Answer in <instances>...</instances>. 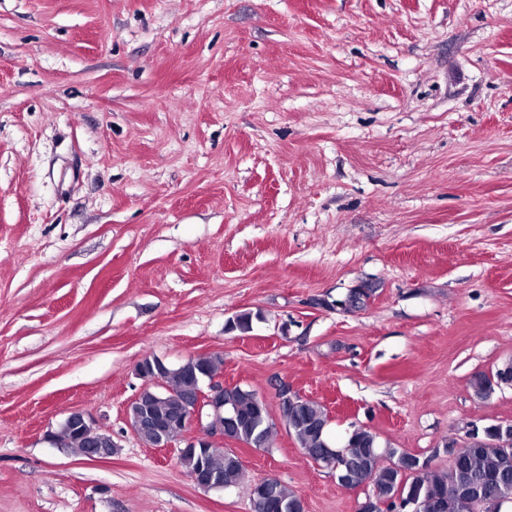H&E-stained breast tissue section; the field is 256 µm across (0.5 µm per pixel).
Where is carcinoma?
<instances>
[{"label": "carcinoma", "mask_w": 512, "mask_h": 512, "mask_svg": "<svg viewBox=\"0 0 512 512\" xmlns=\"http://www.w3.org/2000/svg\"><path fill=\"white\" fill-rule=\"evenodd\" d=\"M221 363L219 356L212 355L190 358L174 368L162 365V380L170 388L168 401H156L150 392L144 394L149 413L166 414L170 401L200 387L203 374H216ZM224 404L238 413L228 430L235 442L253 448L269 447L273 427L266 423L268 408L254 391L237 385L224 392ZM280 412L285 420L293 422L294 439L308 457L316 463L324 462V445L330 434L328 410L306 398L282 405ZM58 433L68 447L84 455L82 441L67 423H61ZM343 444L347 445L346 487L367 488L372 500L382 505L381 512H398L396 500L400 498L413 499L416 512H460L459 494L465 490L512 488V447L490 444L486 448H461L448 469L422 472L419 459L408 454L404 455L403 468L391 464L389 459L398 455V449H381L376 434L364 427L353 428ZM179 461L189 474L208 466L220 477L223 489L236 487L245 478L243 463L230 448H184ZM294 506L301 507V496L278 479H264L250 489L249 512H293Z\"/></svg>", "instance_id": "1"}]
</instances>
